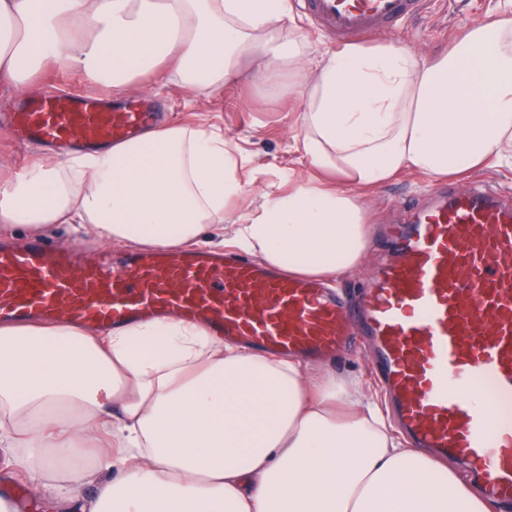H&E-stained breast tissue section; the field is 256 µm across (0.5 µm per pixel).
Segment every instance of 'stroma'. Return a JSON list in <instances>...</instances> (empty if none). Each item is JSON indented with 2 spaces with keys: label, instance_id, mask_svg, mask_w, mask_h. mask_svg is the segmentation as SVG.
<instances>
[{
  "label": "stroma",
  "instance_id": "1",
  "mask_svg": "<svg viewBox=\"0 0 512 512\" xmlns=\"http://www.w3.org/2000/svg\"><path fill=\"white\" fill-rule=\"evenodd\" d=\"M507 8H512V0H424L405 33H386L367 40L366 45L373 48L401 40L421 57L430 59L446 52L472 25L498 16ZM290 78L285 69L268 72L257 80L247 76L226 87L222 94L195 99L175 84L156 82L149 99L159 121L222 127L225 137L238 143L251 157L260 172L259 183L265 188L275 182L282 168L298 173L306 169L305 162L288 150L301 111L300 101L288 94ZM477 178L493 180L499 189L512 193V170L497 166L483 167L448 181L409 171L372 190L354 189V196L368 213V249L360 266L338 277L337 291L355 297L388 252L386 226L406 221L407 207L427 203L442 192L466 189ZM371 362L369 348L358 345L348 348L329 368L338 377L358 379L376 397L380 391L371 375Z\"/></svg>",
  "mask_w": 512,
  "mask_h": 512
}]
</instances>
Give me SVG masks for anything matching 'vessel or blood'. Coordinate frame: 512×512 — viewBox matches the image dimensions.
I'll return each mask as SVG.
<instances>
[{
  "mask_svg": "<svg viewBox=\"0 0 512 512\" xmlns=\"http://www.w3.org/2000/svg\"><path fill=\"white\" fill-rule=\"evenodd\" d=\"M318 26L354 41L399 28L421 0H300ZM106 91L44 92L0 114L17 142L66 150L127 140L153 125ZM394 260L357 308L314 279L242 255L155 248L117 267L86 265L72 245L0 247V322L102 330L163 314L281 357L321 359L353 343L375 371L414 447L458 459L488 497L512 502V201L473 186L414 209L391 233Z\"/></svg>",
  "mask_w": 512,
  "mask_h": 512,
  "instance_id": "1",
  "label": "vessel or blood"
}]
</instances>
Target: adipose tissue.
I'll list each match as a JSON object with an SVG mask.
<instances>
[{
    "instance_id": "adipose-tissue-1",
    "label": "adipose tissue",
    "mask_w": 512,
    "mask_h": 512,
    "mask_svg": "<svg viewBox=\"0 0 512 512\" xmlns=\"http://www.w3.org/2000/svg\"><path fill=\"white\" fill-rule=\"evenodd\" d=\"M290 0H0V88L75 70L114 96L146 76L223 92L245 57L288 69L301 102L292 151L342 187L257 175L222 130L173 123L98 152L40 151L0 176V229L62 227L127 248L232 245L332 282L368 247L352 188L512 167V16L447 53L352 44L305 77ZM232 234H225V225ZM93 459L70 465L78 440ZM0 475L51 512H495L452 467L407 447L356 381L246 350L170 317L95 332L0 323Z\"/></svg>"
}]
</instances>
